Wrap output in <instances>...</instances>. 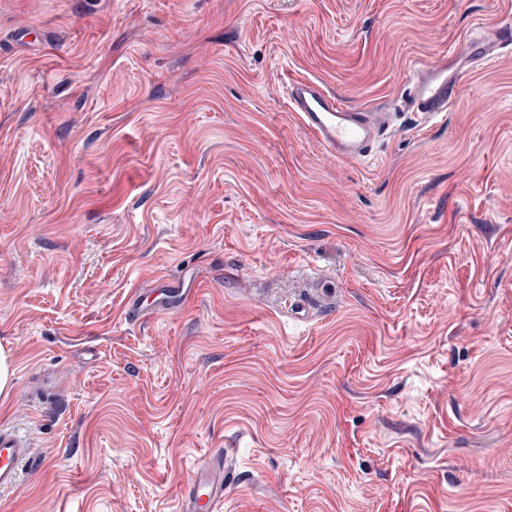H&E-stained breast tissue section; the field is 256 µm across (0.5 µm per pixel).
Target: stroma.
<instances>
[{"label":"stroma","mask_w":512,"mask_h":512,"mask_svg":"<svg viewBox=\"0 0 512 512\" xmlns=\"http://www.w3.org/2000/svg\"><path fill=\"white\" fill-rule=\"evenodd\" d=\"M512 0H0V512H512V46L443 119L408 71ZM30 28L26 42L17 31ZM394 130L326 157L291 79ZM334 281V307L288 308ZM173 313L129 320L157 281ZM63 370L58 391L31 387ZM38 458L33 442L13 426L0 425V493L15 490L23 465L36 466ZM236 449L212 454L195 465L182 494L179 512H222L224 487L234 474Z\"/></svg>","instance_id":"obj_1"}]
</instances>
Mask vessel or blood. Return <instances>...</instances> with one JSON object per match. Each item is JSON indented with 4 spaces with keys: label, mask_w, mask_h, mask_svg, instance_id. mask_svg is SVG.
<instances>
[{
    "label": "vessel or blood",
    "mask_w": 512,
    "mask_h": 512,
    "mask_svg": "<svg viewBox=\"0 0 512 512\" xmlns=\"http://www.w3.org/2000/svg\"><path fill=\"white\" fill-rule=\"evenodd\" d=\"M512 45V26L466 36L449 53L415 63L408 77L406 107L423 118L445 114L454 105L464 72L495 60ZM288 105L325 155L341 162L369 158L375 145L391 132L396 114L384 105L350 107L318 81L296 78L288 83ZM235 449L209 455L194 466L181 497L179 512H223L224 488L234 474ZM38 458L29 437L0 425V493L15 490L22 466Z\"/></svg>",
    "instance_id": "1"
}]
</instances>
